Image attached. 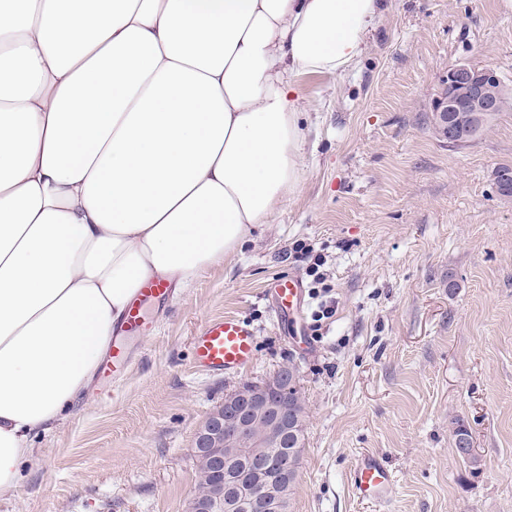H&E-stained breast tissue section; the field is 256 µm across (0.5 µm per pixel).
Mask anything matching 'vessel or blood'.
<instances>
[{
    "label": "vessel or blood",
    "instance_id": "obj_1",
    "mask_svg": "<svg viewBox=\"0 0 512 512\" xmlns=\"http://www.w3.org/2000/svg\"><path fill=\"white\" fill-rule=\"evenodd\" d=\"M170 288L162 283H149L139 294L136 304L127 309L119 330L112 336V352L104 360L103 375H119L128 360V344L137 339L146 320L144 305L168 298ZM272 315L284 333L297 330V316L306 304L302 280L288 275L278 279L265 292ZM255 331L243 318L227 315L204 323L194 338L193 356L208 372L225 374L244 369L253 359ZM349 484L359 498L379 508H386L395 494L393 471L376 453H363L349 474Z\"/></svg>",
    "mask_w": 512,
    "mask_h": 512
}]
</instances>
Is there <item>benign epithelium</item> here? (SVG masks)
Segmentation results:
<instances>
[{
	"instance_id": "obj_1",
	"label": "benign epithelium",
	"mask_w": 512,
	"mask_h": 512,
	"mask_svg": "<svg viewBox=\"0 0 512 512\" xmlns=\"http://www.w3.org/2000/svg\"><path fill=\"white\" fill-rule=\"evenodd\" d=\"M498 72L489 65L460 63L448 69L429 112L439 138L465 146L487 114L504 108ZM297 374L282 371L262 383L245 382L224 395L199 425L193 458L207 486L188 512H288L286 491L294 478L303 429L295 404Z\"/></svg>"
}]
</instances>
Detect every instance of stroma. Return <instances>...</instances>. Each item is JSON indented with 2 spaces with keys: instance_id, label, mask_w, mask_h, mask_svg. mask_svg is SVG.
Masks as SVG:
<instances>
[{
  "instance_id": "stroma-1",
  "label": "stroma",
  "mask_w": 512,
  "mask_h": 512,
  "mask_svg": "<svg viewBox=\"0 0 512 512\" xmlns=\"http://www.w3.org/2000/svg\"><path fill=\"white\" fill-rule=\"evenodd\" d=\"M493 66L512 84L506 0H386L360 63L296 79L307 105L299 192L239 252L150 310L124 375L87 393L34 442L0 512H186L194 434L239 383L292 364L306 407L290 512H374L354 498L357 458L398 479L390 512H512V106L464 147L427 108L448 68ZM329 257L336 315L315 350L281 336L261 299L292 242ZM256 333L252 365L213 375L192 359L209 319ZM466 427L480 463L454 447Z\"/></svg>"
}]
</instances>
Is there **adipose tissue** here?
<instances>
[{
    "mask_svg": "<svg viewBox=\"0 0 512 512\" xmlns=\"http://www.w3.org/2000/svg\"><path fill=\"white\" fill-rule=\"evenodd\" d=\"M385 0H0V495L141 286L192 287L300 189L301 73Z\"/></svg>",
    "mask_w": 512,
    "mask_h": 512,
    "instance_id": "adipose-tissue-1",
    "label": "adipose tissue"
}]
</instances>
